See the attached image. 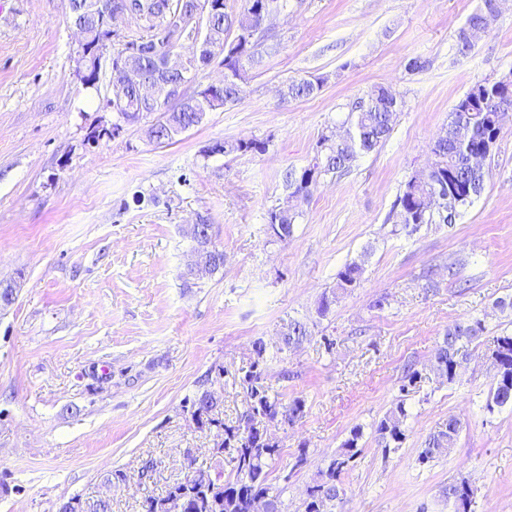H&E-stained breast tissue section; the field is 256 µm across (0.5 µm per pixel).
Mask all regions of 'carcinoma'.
<instances>
[{"mask_svg": "<svg viewBox=\"0 0 512 512\" xmlns=\"http://www.w3.org/2000/svg\"><path fill=\"white\" fill-rule=\"evenodd\" d=\"M191 7L187 0H106L112 5V13L123 12L129 5L144 6L135 21L138 31L132 35L112 31L108 43L121 48L112 53V65L124 64L142 72L147 82H131L124 92L123 101L115 110L117 121L112 129L119 132L125 124L141 122L148 115L151 103L150 87L155 81H165L183 86L190 81L187 74L211 64L218 55L224 67L223 95L220 106L235 105L245 97L244 74L246 66L261 62L263 54L273 48L262 38V25L267 17L280 7V0H243V9L237 14L226 11L221 3L218 11L203 10L206 0H195ZM70 17L74 25L89 32L96 41L105 36L101 30V18L88 9L84 0H69ZM493 0H483L482 7L472 13L456 35V52L469 54L477 40L488 35L499 20ZM209 31V38L195 53L186 59L181 70L167 65L166 56L179 45L182 37H190L198 26ZM138 46V54L127 58L130 46ZM326 81L325 77H291L287 95L291 99L309 98L317 94ZM210 87H205L187 97L181 106H156V117L146 125L147 139L156 144H166L179 134L201 124L212 111L207 104ZM399 102L387 87L379 85L365 95L355 98L349 106L346 121L350 137L341 140L335 134L321 135L314 162L301 170L288 169L282 175V183L288 191L284 201L267 212V226L271 235L284 240L293 231V225L301 215L300 208L308 203L321 177L348 172L358 157L380 147L389 137ZM505 111L512 112V79L495 82L478 81L459 97L450 111L448 130L439 136L431 148L432 159L428 166L413 174L393 205L396 223L402 229H417L422 224H453L460 210L471 204L485 190L490 171L472 161L475 155L490 156L503 129L500 117ZM266 142L257 139L226 140L203 151L209 158L215 154L263 153ZM201 236L195 238L194 251L202 259L201 267L194 276L204 278L224 266V253L216 248L210 234V217L198 215ZM364 269L361 264H346L336 274V285L321 298L317 312L324 316L333 304L360 284ZM484 332L480 319L457 323L448 328L437 345L430 370L452 383L458 376L457 365L462 361L459 345L479 340ZM309 336L306 323L292 320L282 333V344L291 348L301 344ZM493 383L486 397L485 408L492 413L497 409L512 407V333L502 334L493 340ZM261 373L253 371L243 381L250 406L247 413L253 421L266 418L270 421L279 415V403L270 398L260 384ZM403 396L396 400L383 418L374 426L375 438L383 448H398L405 439L408 388H401ZM219 397L212 390H203L192 400V415L202 417L214 410ZM224 433L221 452L228 453L233 464L231 475L224 476V464L217 461L207 468L197 469V478L189 483L177 482L162 496H149L148 504L160 503L177 494L183 498L184 512H258L256 502L266 500L269 512H282L280 494L272 491L268 483L269 470L280 457L275 441L266 439L264 430L253 428L244 434L242 420L226 424L215 418L206 420ZM464 429L461 419L450 416L448 423L430 434L418 460L425 464L448 456L455 448ZM362 427L350 430L349 436L337 449L326 469L308 485L303 512H335L336 502L344 494L343 478L351 463L361 452ZM475 491L463 480L442 489V496L452 504L454 512H470ZM70 512H112L106 498L88 499L74 494L65 500Z\"/></svg>", "mask_w": 512, "mask_h": 512, "instance_id": "1", "label": "carcinoma"}]
</instances>
